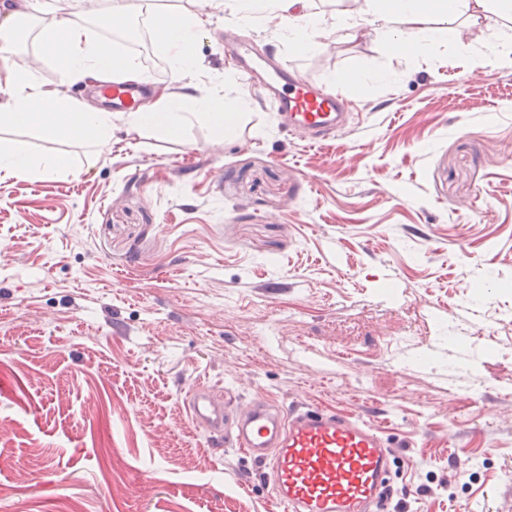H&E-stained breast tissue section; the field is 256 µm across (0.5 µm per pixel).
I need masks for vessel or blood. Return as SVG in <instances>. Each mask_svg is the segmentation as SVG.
<instances>
[{"label": "vessel or blood", "instance_id": "b4317fda", "mask_svg": "<svg viewBox=\"0 0 512 512\" xmlns=\"http://www.w3.org/2000/svg\"><path fill=\"white\" fill-rule=\"evenodd\" d=\"M224 54L245 81H265L280 130L318 144L345 129L351 105L335 89L312 83L250 43ZM100 93L113 111L133 112L150 88L115 80ZM187 413L207 431L209 447L236 449L266 469L283 512H376L392 503L390 444L358 416L306 403L284 408L268 398L232 408L203 383L191 390Z\"/></svg>", "mask_w": 512, "mask_h": 512}]
</instances>
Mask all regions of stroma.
I'll return each mask as SVG.
<instances>
[{
  "label": "stroma",
  "mask_w": 512,
  "mask_h": 512,
  "mask_svg": "<svg viewBox=\"0 0 512 512\" xmlns=\"http://www.w3.org/2000/svg\"><path fill=\"white\" fill-rule=\"evenodd\" d=\"M162 2L204 25L190 79L154 85L246 101L223 153L193 117L113 119L102 151L0 128L70 160L0 177V512H280L190 424L199 381L358 415L394 444L393 512H512V53L471 70L479 26L299 53L233 0ZM225 38L337 88L353 129L286 136Z\"/></svg>",
  "instance_id": "35a3bbf8"
}]
</instances>
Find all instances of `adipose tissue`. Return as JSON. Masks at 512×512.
<instances>
[{
	"instance_id": "ef3b65f1",
	"label": "adipose tissue",
	"mask_w": 512,
	"mask_h": 512,
	"mask_svg": "<svg viewBox=\"0 0 512 512\" xmlns=\"http://www.w3.org/2000/svg\"><path fill=\"white\" fill-rule=\"evenodd\" d=\"M86 0H73L71 10L60 11L51 0H28V13L0 12V50L10 51L21 21L31 16L40 26L44 56L60 67L66 82L119 78L138 81L144 73L128 57L112 51L107 43L92 39L84 17ZM336 33L346 37L370 33L388 41L394 49L405 46L423 50L439 39L462 38L460 18L483 24L490 38L474 56L473 68L500 56L504 44H512V0H337ZM298 14L288 17V29L294 46L302 51L319 48L324 32L323 18L312 9L310 0H299ZM440 15L445 25L432 26V16ZM192 14L171 15L157 12L153 31L158 43L178 44L181 51L172 59L176 76L188 77L195 69L196 56L186 42L188 30L198 28ZM0 88L6 93L0 100V127L31 128L47 141H83L106 148L112 141V115L94 106H76L71 98L37 85L29 67L12 63L0 69ZM243 98L218 97L209 93L162 96L126 113L127 123L136 131L177 134L182 120L193 115L206 119L215 140H222L228 125L239 115ZM65 156H38L28 141L13 139L0 143V170L15 178L59 172L68 169Z\"/></svg>"
}]
</instances>
